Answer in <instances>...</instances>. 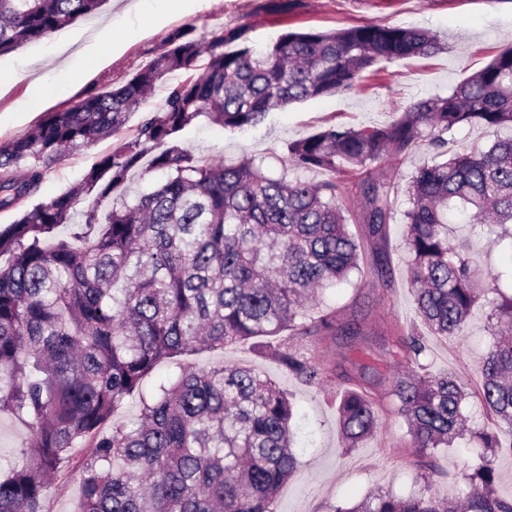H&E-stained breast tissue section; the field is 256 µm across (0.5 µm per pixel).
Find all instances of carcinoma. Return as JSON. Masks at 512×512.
<instances>
[{"instance_id":"1","label":"carcinoma","mask_w":512,"mask_h":512,"mask_svg":"<svg viewBox=\"0 0 512 512\" xmlns=\"http://www.w3.org/2000/svg\"><path fill=\"white\" fill-rule=\"evenodd\" d=\"M104 0H0V55L63 29ZM186 25L131 77L57 112L0 146V414L25 425L21 459L0 464V512H44L49 478L87 449L75 512H274L295 475L294 407L267 375L224 364L179 367L152 391L145 378L161 363L195 351L254 340L309 384L324 370L270 336L358 335L325 312L302 321L311 290L359 271L346 187L336 175H365L361 223L371 236L392 219L396 176H374L388 158L425 145L434 153L406 187L402 213L408 281L418 321L435 336L460 335L479 304L495 320L475 397L494 427L470 436L486 454L464 466L454 499L423 490L379 491L333 512H512L498 494L494 458L512 454V293L503 273L481 287L469 243L448 237L449 214L468 215L491 247L508 243L512 279V45L446 97L410 106L389 124L330 125L288 146L286 165L318 169L312 183L273 176L244 160H197L178 135L202 118L226 129L259 124L293 102L354 89L377 65L439 50L432 32L370 23L332 32H287L256 52L245 26H228L203 44ZM163 80L161 108L123 134L129 115ZM493 131L448 149L464 126ZM115 138L112 153L47 203H25L46 169L65 153ZM160 172L153 190L129 198L127 184ZM90 200L82 210L76 205ZM407 370L388 397L407 424L411 447L436 466L466 421L468 393L453 372L433 374L429 346L415 330L391 340ZM360 380L337 405L342 437L355 448L378 427L379 411ZM140 396L134 422L115 413Z\"/></svg>"}]
</instances>
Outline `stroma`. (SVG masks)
I'll list each match as a JSON object with an SVG mask.
<instances>
[{"label": "stroma", "instance_id": "stroma-1", "mask_svg": "<svg viewBox=\"0 0 512 512\" xmlns=\"http://www.w3.org/2000/svg\"><path fill=\"white\" fill-rule=\"evenodd\" d=\"M367 23L427 29L437 36L440 49L426 59L383 63L379 77L363 79L352 91L293 103L242 131L199 120L181 133L182 144L202 161L252 159L273 172L283 171L288 144L322 127L380 126L418 100L447 96L489 63L496 50L512 44V0H211L201 10L191 0H159L153 28L146 33L129 0H107L98 12L69 25L78 39L62 50L54 48L60 38L55 32L0 56V145L23 136L45 113L66 108L146 64L169 34L188 24L203 43L223 27L246 25L250 46L262 51L289 31H330ZM35 79L43 84L47 99L33 100ZM111 150L107 139L62 157L47 169L33 203L50 201L66 191ZM287 173L311 182L324 178L315 170ZM342 182L348 191L349 229L357 238L360 271L350 281L325 290L306 317L311 320L322 311H332L338 324L356 327L359 334L350 342L340 336L289 341L324 367L323 381L313 386L300 382L249 342L205 349L182 359L197 370L227 362L254 366L289 395L300 466L280 488L275 512H330L332 506H351L380 490L406 494L426 487L438 498H453L459 492L463 465L478 463L483 453L463 437L441 455L439 473L420 468L407 446L403 418L388 405L382 407L380 425L371 437L359 447L345 446L336 412L337 390L348 387L361 363L391 375L396 364L386 351L385 339L394 331L409 330L415 314L400 217L408 206L405 194H396V215L386 228L385 240L379 241L365 233L361 222L365 199L360 178L346 175ZM448 235L472 244L471 257L482 281L506 270V252L488 248L472 225H449ZM488 314L487 307H475L463 334L448 339L428 336L431 372L456 371L466 387L476 388L479 363L492 343ZM80 469L75 461L53 478L45 512H74Z\"/></svg>", "mask_w": 512, "mask_h": 512}]
</instances>
